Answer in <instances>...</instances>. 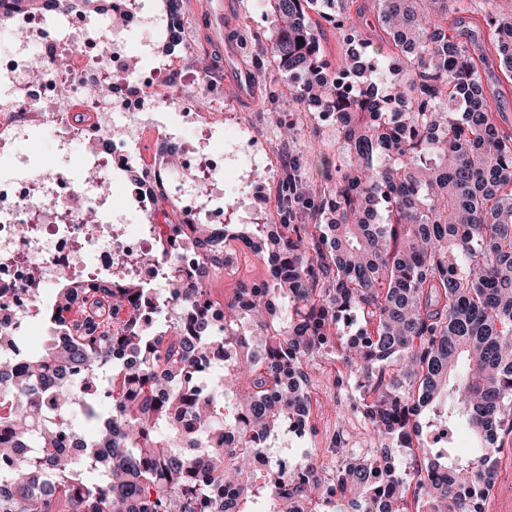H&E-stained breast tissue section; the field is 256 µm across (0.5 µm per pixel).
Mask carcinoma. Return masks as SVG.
Wrapping results in <instances>:
<instances>
[{"mask_svg":"<svg viewBox=\"0 0 512 512\" xmlns=\"http://www.w3.org/2000/svg\"><path fill=\"white\" fill-rule=\"evenodd\" d=\"M345 2L269 0L244 75L273 63L289 104L335 115L336 173L308 188L314 156L272 89L294 143L280 223L226 224L222 252L209 225H174L197 256L191 285L175 260L163 289L57 284L39 315L65 339L0 363V512H409L410 495L484 512L512 433V131L484 76L512 72V16L490 3L482 23L450 28L464 0H377L384 56ZM310 9L344 46L334 68ZM321 67L333 78L293 82ZM232 241L269 280L240 282L216 321L209 283L237 261ZM176 294L174 319L146 323ZM336 352L335 386L356 388L376 454L258 468L282 425L311 431L307 365ZM422 418L463 424L478 445L433 448ZM404 448L422 456L413 473L395 463Z\"/></svg>","mask_w":512,"mask_h":512,"instance_id":"obj_1","label":"carcinoma"}]
</instances>
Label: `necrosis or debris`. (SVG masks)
Listing matches in <instances>:
<instances>
[{
    "label": "necrosis or debris",
    "mask_w": 512,
    "mask_h": 512,
    "mask_svg": "<svg viewBox=\"0 0 512 512\" xmlns=\"http://www.w3.org/2000/svg\"><path fill=\"white\" fill-rule=\"evenodd\" d=\"M11 31L18 37L0 54V151L45 125L55 128L63 143L79 142L84 166L103 177L135 169L134 181L123 184L124 207L105 208L93 182L74 179L66 164L26 167L19 176H0V353H12L17 337L27 335L41 288L59 278L92 271L98 278L116 276L113 235L141 260L129 270L140 283L160 286V262L177 259L183 271L194 272L193 255L173 245L158 250L137 222L164 190L185 222L223 228L224 174L234 161L258 164L271 145L253 134H242L230 151L215 149L213 133L224 128V87L187 65L197 53L184 34L181 18L158 10L152 0H97L89 14L78 0H58L35 12H14ZM150 29L154 42L177 39L180 49L154 56L149 67L135 65L128 38ZM69 67L58 65L60 57ZM103 92L88 98V87ZM65 103H58L60 89ZM175 109L183 124L204 138L198 147L184 146L177 169H169L174 135L158 120L160 111ZM151 133L152 150L144 152L140 133ZM53 199L45 207L44 199ZM100 211L97 230H88L83 212ZM38 286H31L32 270Z\"/></svg>",
    "instance_id": "4bbe7bcc"
}]
</instances>
